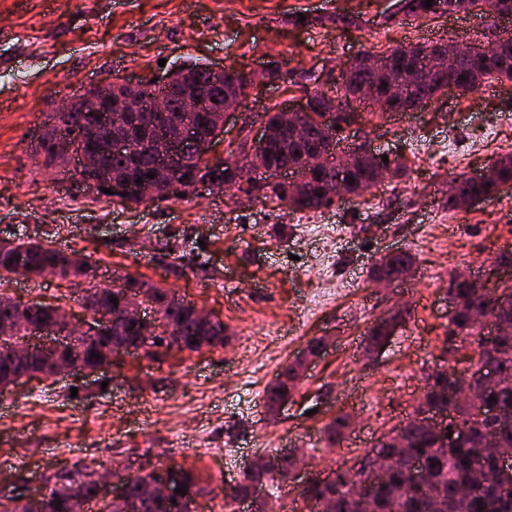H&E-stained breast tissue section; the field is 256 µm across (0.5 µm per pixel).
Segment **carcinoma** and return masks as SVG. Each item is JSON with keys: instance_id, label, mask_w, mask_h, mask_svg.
<instances>
[{"instance_id": "obj_1", "label": "carcinoma", "mask_w": 512, "mask_h": 512, "mask_svg": "<svg viewBox=\"0 0 512 512\" xmlns=\"http://www.w3.org/2000/svg\"><path fill=\"white\" fill-rule=\"evenodd\" d=\"M426 0H404V9L413 15L463 13L481 19L495 16H512V0H433L431 6L424 7ZM447 51L445 42L417 44L407 53L400 48L388 49L380 54L364 52L340 75L341 94L331 96L323 90H316L308 99L312 112L328 118V126L315 124L307 137L293 139L282 134L270 144L272 166H294L293 172L306 180L303 188L298 189L286 181H278L263 188L238 187V190L250 195L257 192L271 202L287 206L296 212L316 211L332 204L329 191L342 185L347 191H357L370 183L377 172L384 168L392 170V177L403 175V168H390L389 163L368 151L356 155L352 163L344 168H336L331 162L315 169L311 160L319 153L337 150L341 138L336 126L345 121L344 115L354 103H364L363 89L374 88L377 99L370 104L368 114L384 116L389 113H404L423 107L433 98L448 89L447 77L434 74L428 78L421 75L424 60L428 55ZM486 62L478 67L464 66L455 74V85L460 94H471L480 87L491 82L512 81V35L504 38V43L493 44L486 51ZM390 71L392 78L400 79L405 85V95L392 97L383 89L385 80L378 77L374 62ZM161 79L168 82L172 105L165 115L156 112H139L130 121L121 112L112 113V124L99 127L98 118L91 112H84L73 104L67 112H55L52 115L62 129L80 138L77 146L88 148L90 143L103 140V134L113 129L129 134L133 139L143 142L154 136H164L173 141L181 138L186 123L194 125L202 132H208L215 113L186 112L182 109L176 91L188 84L202 88L207 94V106L214 107L224 101L226 93L237 89L240 85L239 73L233 69L224 70L220 79L213 76L209 67L197 61L185 60L174 63L167 68ZM159 164L158 156L150 149L139 147L129 157H114L104 151L96 157L95 174L105 177L117 168L124 172L127 181L146 179ZM238 164L236 150L227 152L224 162L212 163L202 156L189 154L182 163L185 176L163 189L157 201L180 199L182 194H192L191 176L198 174L206 179H215V183L223 186L234 184L232 166ZM512 182V154L498 156L487 168L484 177L475 180L465 177L455 181L454 193L448 196V208L457 210L464 208L463 201L471 196L489 197L497 193L498 187L504 182ZM23 259L24 272L38 276L43 268L50 266L58 270L64 278L84 279L89 287L96 290L91 302L110 303L116 296L111 288H103L101 284L90 281L91 265L88 261L79 264L71 262L68 254L33 240L24 234L14 235V239L0 243V321H6L18 312L17 305L6 296V286L11 275L18 271V259ZM413 256L408 252L387 255L380 259L372 268V273L387 279H397L413 266ZM125 285L143 294L146 303L161 319L160 335L142 339L141 344L145 356L154 359L160 350H176L178 352H197L202 348L224 347V324L218 320L204 321L195 311V305L181 298L169 288H160L147 280L125 277ZM487 291L480 284L461 283L448 289V327L446 330V359L443 365L436 366L423 376L425 404L439 413H450L454 424L469 426L466 443L456 445L453 439L444 443L434 433L418 428L405 422L393 431L401 439L402 447L394 448L384 440L378 441V453L388 457L398 456L405 452L409 459L417 460L425 465L429 483L427 492L419 495L405 483L402 472L394 469L389 473L387 482L379 490L375 501V512H426L428 501H434L436 512H512V495L498 494L488 484V472L493 468V461L488 460L481 465L470 464L472 454L482 447L485 435L493 430L503 434L507 447L512 448V386L499 392L479 390L475 398L479 401L493 397L500 408L502 421L487 423L484 427L470 425L476 404L468 401L452 402L448 391V367L458 356H482L488 352L495 355V366L505 379L512 382V330L502 327L501 320L512 322V286H505L498 297L499 306L489 310L485 316L492 319L497 330V337L492 344L484 343L481 338L482 322L473 317V312L486 305ZM55 307L40 301H33L25 312L30 325L24 326L10 336L0 335V392L7 389L25 372L46 373L51 363L46 357L36 358L23 366H16L10 355L14 346L30 335L35 328L43 326L52 318ZM395 318L376 322L368 331V346L380 347L390 335ZM139 336L138 328L124 323L112 329V334L94 339L79 338L68 346L66 355L71 363L82 369L93 370L98 360L91 356L95 352L104 355L103 348L107 342L119 343L135 340ZM197 343H192V340ZM301 374L296 363L292 362L283 368L280 379L266 391L267 413L276 416L279 403L285 398L294 396ZM350 426L349 416L337 417L328 427L327 441L335 445L344 431ZM275 464L270 468H261L247 474L232 493L224 497L235 501L249 496L254 485H267L273 495L281 491L282 483L292 476V461L278 451L274 455ZM96 468L91 464H74L71 470H62L47 479L51 485L44 499L49 504H57L56 512H66L64 504L67 490L75 481H81L87 491V502L95 503L97 512H113L111 505L94 492V481L90 480ZM174 482L185 488L186 494L176 503L162 504L146 495V487L153 478V472L143 470L128 484V496L138 502L139 512H197V499L203 495L194 474L182 467L168 468ZM331 484L315 489L304 496L308 512H358V502L354 482L364 483L367 475L364 467L350 466L338 468L333 472ZM460 486H469L475 493L469 497L457 495ZM9 504L0 503V512H41L37 503L28 497L18 494L8 498Z\"/></svg>"}]
</instances>
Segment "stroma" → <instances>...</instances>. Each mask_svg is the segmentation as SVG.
Returning a JSON list of instances; mask_svg holds the SVG:
<instances>
[{"label":"stroma","instance_id":"stroma-1","mask_svg":"<svg viewBox=\"0 0 512 512\" xmlns=\"http://www.w3.org/2000/svg\"><path fill=\"white\" fill-rule=\"evenodd\" d=\"M352 17L349 29L336 15ZM472 16L406 14L400 0H0V236L23 233L97 264L100 279L145 277L223 322L222 348L118 357L90 377L21 381L0 393V472L30 477L95 462L120 477L141 464L192 470L209 495L199 512H236L219 491L248 461L303 449L330 473L371 451L409 418L426 370L439 365L453 272L512 252V192L448 208V184L512 152V82L448 91L413 115L360 120L346 131L405 176L315 212L290 213L241 192L125 207L45 163L39 136L60 90L137 82L162 63L195 59L281 80L251 91L241 110L251 137L264 112L331 90L362 52L448 36L482 39ZM413 255L414 278L376 287L380 257ZM14 299L79 308L54 276L13 279ZM394 318L385 344L366 333ZM335 342L304 372L294 402L270 416L265 390L310 339ZM357 421L335 447L325 428Z\"/></svg>","mask_w":512,"mask_h":512}]
</instances>
